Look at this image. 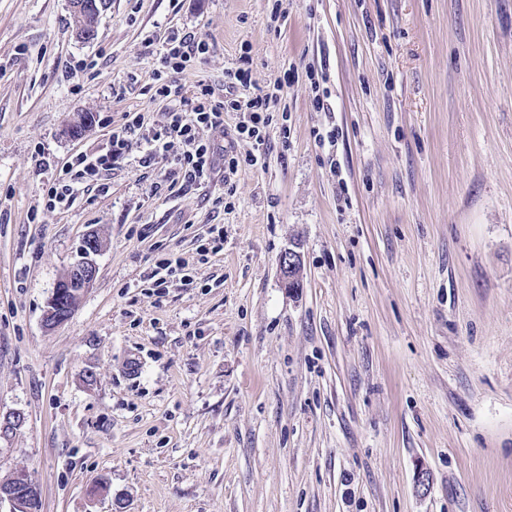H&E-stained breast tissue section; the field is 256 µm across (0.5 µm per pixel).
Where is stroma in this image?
I'll return each mask as SVG.
<instances>
[{"mask_svg": "<svg viewBox=\"0 0 512 512\" xmlns=\"http://www.w3.org/2000/svg\"><path fill=\"white\" fill-rule=\"evenodd\" d=\"M172 28L210 46L186 88L281 84L287 137L200 186L136 145L45 208L124 113L161 120L145 40ZM76 29L0 0V481L42 512H512V0H111ZM91 231L97 278L46 329ZM171 254L193 283L160 292ZM199 241L197 254L200 257V261H207L209 255H217L224 250L223 225L212 224ZM279 272L284 288H300V259L294 251L285 252L279 259ZM186 266V262L182 259H164L157 261L155 266L151 269V271L146 275L145 280L152 281V288H159L160 291L163 288H167L168 285V276H173L177 272H183ZM165 272V274H164ZM61 292L55 288L47 301L43 315L44 326L52 330L63 324L75 310L72 299L68 301V306L63 307L59 301ZM11 483L0 481V507L9 504L8 512H38L40 492L29 477L17 472Z\"/></svg>", "mask_w": 512, "mask_h": 512, "instance_id": "35a3bbf8", "label": "stroma"}]
</instances>
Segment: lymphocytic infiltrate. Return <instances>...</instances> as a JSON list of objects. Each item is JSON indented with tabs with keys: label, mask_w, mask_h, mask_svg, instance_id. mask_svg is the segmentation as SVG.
Segmentation results:
<instances>
[{
	"label": "lymphocytic infiltrate",
	"mask_w": 512,
	"mask_h": 512,
	"mask_svg": "<svg viewBox=\"0 0 512 512\" xmlns=\"http://www.w3.org/2000/svg\"><path fill=\"white\" fill-rule=\"evenodd\" d=\"M208 51V44L196 40L190 32H170L154 52L158 65L152 72L154 96L167 104L162 120L151 125L142 113H125L123 123L111 133L106 153H78L59 170L43 196L45 207L67 202L101 171L111 168L115 160L125 157L135 141L144 147L141 167H150L157 155L175 150L179 153L177 176L182 183H205L213 169L215 148L200 139L199 131L223 126L228 108L246 112L248 120L239 125L238 132L252 139L253 150L244 155L225 150L224 174L231 177L239 168L257 166L268 150L267 129L274 120L275 101L272 96L259 93L244 101L227 102L203 83L195 91H187L179 80L180 73L187 62Z\"/></svg>",
	"instance_id": "obj_1"
}]
</instances>
